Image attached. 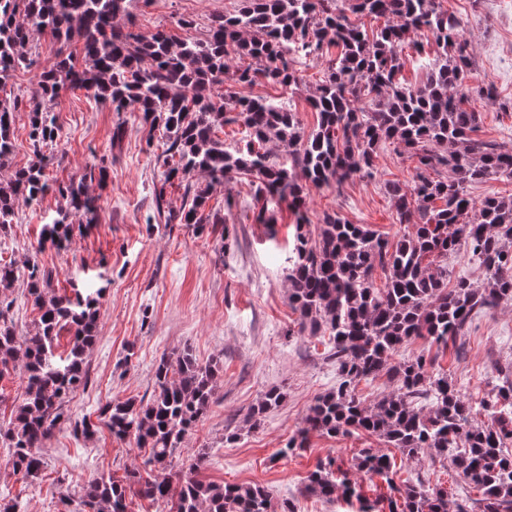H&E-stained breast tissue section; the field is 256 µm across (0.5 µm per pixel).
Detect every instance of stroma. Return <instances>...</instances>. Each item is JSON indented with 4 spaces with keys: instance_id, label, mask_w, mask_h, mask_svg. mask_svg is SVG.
I'll list each match as a JSON object with an SVG mask.
<instances>
[{
    "instance_id": "stroma-1",
    "label": "stroma",
    "mask_w": 512,
    "mask_h": 512,
    "mask_svg": "<svg viewBox=\"0 0 512 512\" xmlns=\"http://www.w3.org/2000/svg\"><path fill=\"white\" fill-rule=\"evenodd\" d=\"M239 7L240 0H135L120 24L144 35L163 29L179 42L197 40L206 36L215 16ZM442 7L462 19L473 50L475 66L468 84H494L501 101H512V0H442ZM183 19L189 27H180ZM57 50L49 35L32 33L27 47L32 65L17 69L0 87V101L12 108L15 138L8 166L0 170L2 180L34 159L28 99L36 73L50 66ZM328 65L325 58L299 59V87L257 86L251 93L288 103L303 131L311 132L317 114L307 98ZM474 106L481 115L476 138L512 142L511 111L479 99ZM52 111L60 128L61 160L47 171L50 177L68 180L79 178L88 163L105 166L106 181L87 186L97 198V217L89 230L75 234L69 248L59 251L40 243L58 198L46 196L38 206L19 204L7 237L0 239V262L20 266L33 256L51 270L56 293H70L76 285L102 292L96 342L86 354L88 384L67 401L72 418L93 420L106 404L149 398L160 357L187 348L200 363H218L223 380L214 403L173 457L172 471L200 455L203 480L263 484L274 503L289 502L295 512H355L349 501L326 502L303 494L302 488L318 460L334 457L348 471L363 449L383 448L381 439L363 432L336 438L314 435L308 448L292 454L284 450L308 406L337 383L328 337L299 333L288 303L291 213L282 208L275 212V224L256 223L258 207L247 178L240 176L215 187L208 202L209 208L225 213L223 241L182 224L153 222V188L160 179L158 157L163 151L159 132L150 131L140 113L115 112L111 104L82 90H63ZM119 123L126 136L116 150L111 137ZM412 176L411 160L395 146H385L378 152L372 179L311 189L310 221L319 225L323 213L336 211L350 223L368 225L397 242L413 227L399 222L385 187L393 181L410 184ZM228 194L236 201L229 210L224 207ZM420 356L434 359V371L447 373L474 407V421L482 422L480 407L491 397L501 366L512 361V300L477 314L462 342L448 352L439 353L427 340L417 339L404 345L395 359ZM272 389L282 392V402L259 428L250 427V407ZM43 457L41 472L21 481L12 473L7 449L0 447V493L15 499L19 512H60L62 495L79 499L87 481L141 466L145 452L116 440L107 429L84 439L74 437L64 424L46 443ZM394 459L401 480L419 477L447 488L452 502L469 492L451 465L432 463L425 455L409 459L399 452Z\"/></svg>"
}]
</instances>
